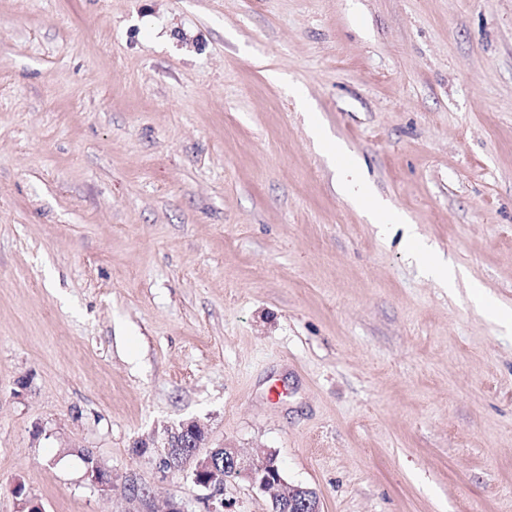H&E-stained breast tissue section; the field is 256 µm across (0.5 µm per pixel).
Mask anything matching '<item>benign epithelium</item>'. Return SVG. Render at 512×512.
<instances>
[{
    "mask_svg": "<svg viewBox=\"0 0 512 512\" xmlns=\"http://www.w3.org/2000/svg\"><path fill=\"white\" fill-rule=\"evenodd\" d=\"M175 435L181 439V447L173 449L169 456V468L179 470L185 464L192 465L191 474L196 486L209 491L214 499L221 494L224 486L222 470L232 472L250 481L252 486L268 494L270 512H319V499L316 492L288 483L276 472L269 459L257 461L241 456L237 449L226 446L213 448L201 453L207 437L204 428L196 421L183 422ZM224 452V469L216 467L215 458ZM86 477L100 490L112 487V473L99 463L87 469Z\"/></svg>",
    "mask_w": 512,
    "mask_h": 512,
    "instance_id": "obj_1",
    "label": "benign epithelium"
}]
</instances>
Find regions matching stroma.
Wrapping results in <instances>:
<instances>
[{"label":"stroma","instance_id":"stroma-1","mask_svg":"<svg viewBox=\"0 0 512 512\" xmlns=\"http://www.w3.org/2000/svg\"><path fill=\"white\" fill-rule=\"evenodd\" d=\"M473 283L512 311V0H0V512H208L161 464L188 420L320 512H512Z\"/></svg>","mask_w":512,"mask_h":512}]
</instances>
